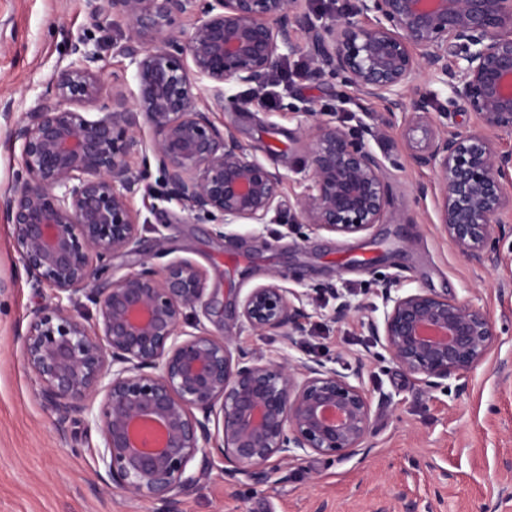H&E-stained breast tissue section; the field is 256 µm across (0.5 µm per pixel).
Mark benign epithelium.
<instances>
[{"label": "benign epithelium", "instance_id": "7a95c632", "mask_svg": "<svg viewBox=\"0 0 512 512\" xmlns=\"http://www.w3.org/2000/svg\"><path fill=\"white\" fill-rule=\"evenodd\" d=\"M90 15L127 24L115 53L135 66L137 91L112 87L96 117L78 111L102 94L101 56L77 43L37 105L14 117L0 107L7 140L19 146L22 174L0 194L31 287L49 290L22 336V355L42 397L66 422L82 417L100 437L98 462L111 492L181 512L217 453L224 475L271 479L282 464L313 452L347 459L370 447L371 402L361 367L342 373L321 359L245 351L189 314H210L202 273L189 259L121 275L112 258L141 255L133 198L155 163L187 216L203 215L224 238L231 224H271L281 212L277 161L250 156L210 120L199 82L264 87L288 56L309 53L304 77H342L387 112L430 119L421 80L450 90L448 110L465 103L469 131L432 134L413 156L436 175L438 224L458 253L490 259L494 229L512 212V155L494 147L512 132V0H353L313 21L309 0H90ZM193 17L181 38L175 23ZM307 34L301 43L296 33ZM310 184L288 221L337 235L362 233L387 217L381 159L311 101ZM150 129L145 134L144 128ZM142 159L136 169L131 159ZM108 276L105 288L97 280ZM284 274L221 314L253 336L296 342L309 318ZM383 320L372 324L390 360L430 388L462 378L495 351L489 314L471 301L423 290L380 291ZM94 307L84 311L81 298ZM192 330H187L186 325ZM198 470H192L194 462Z\"/></svg>", "mask_w": 512, "mask_h": 512}]
</instances>
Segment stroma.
<instances>
[{
  "label": "stroma",
  "instance_id": "35a3bbf8",
  "mask_svg": "<svg viewBox=\"0 0 512 512\" xmlns=\"http://www.w3.org/2000/svg\"><path fill=\"white\" fill-rule=\"evenodd\" d=\"M124 24L92 18L87 0H0V101L15 113L33 107L58 71L73 61L70 47L83 38L102 56L103 94L83 104L96 113L109 103L112 84L135 91V68L113 52ZM249 86L228 84L210 114L232 131L257 159L275 156L284 177L283 198L295 200L307 184L300 130L311 118L304 102L335 109L336 123L360 138L384 163L389 188L386 223L350 236L306 224H235L224 239L211 223L185 218L179 206L159 200L163 184L150 168L133 206L145 224V257L155 267L191 259L207 293L223 301L225 289L246 295L272 274L288 273L287 285L303 296L312 318L296 344L277 335L258 337L209 316L204 327L230 333L244 350L295 358L317 356L337 368L361 367L371 398L370 448L340 461L314 453L281 467L267 481L243 478L227 488L221 459H213L181 512H512V222L496 229L498 262L478 265L463 258L441 232L432 196L435 176L412 164L432 126L411 113L392 114L377 102L353 96L341 77L312 83L291 75L278 109L262 104L241 112L237 100ZM163 226L156 246L154 226ZM408 293L428 290L483 307L499 341L497 355L442 387L421 385L376 344L371 322L381 321L384 285ZM359 312L343 322L331 316L342 300ZM44 297L36 294L14 248L13 227L0 219V512H155V505L110 492L99 478L96 432L81 419L58 436L54 412L39 395L20 352L21 337Z\"/></svg>",
  "mask_w": 512,
  "mask_h": 512
}]
</instances>
